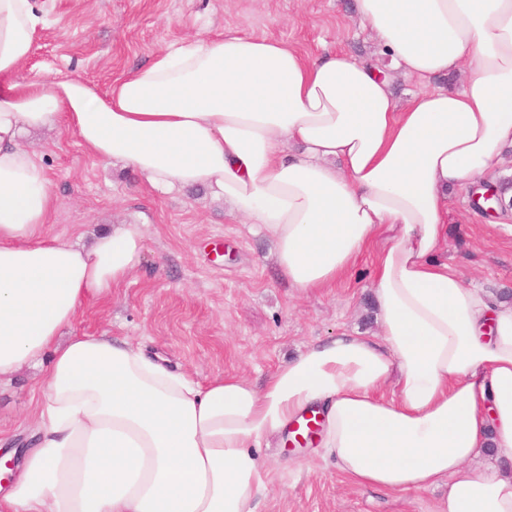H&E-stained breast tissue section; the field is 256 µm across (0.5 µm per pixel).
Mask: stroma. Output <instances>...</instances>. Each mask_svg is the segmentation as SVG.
Returning a JSON list of instances; mask_svg holds the SVG:
<instances>
[{"mask_svg": "<svg viewBox=\"0 0 512 512\" xmlns=\"http://www.w3.org/2000/svg\"><path fill=\"white\" fill-rule=\"evenodd\" d=\"M46 23L18 77L75 78L98 92L145 64L158 49L189 37L247 31L305 55L336 48L386 68L389 58L365 30L356 0H35ZM42 159L55 194L49 236L87 244L105 228L145 227L144 258L106 303L88 307L72 334L108 333L142 345L170 368L206 382L247 375L263 384L283 362L344 333L378 326L367 250L335 287L302 293L281 279L272 239L202 189L164 191L132 167L104 165L62 127L24 133ZM443 257L466 283L512 291V216L478 213L470 190L448 197ZM45 366L28 365L0 383V448L30 445L38 410L34 388ZM274 468L258 512H431L437 487L400 495L345 477L334 460L282 436L263 443Z\"/></svg>", "mask_w": 512, "mask_h": 512, "instance_id": "stroma-1", "label": "stroma"}]
</instances>
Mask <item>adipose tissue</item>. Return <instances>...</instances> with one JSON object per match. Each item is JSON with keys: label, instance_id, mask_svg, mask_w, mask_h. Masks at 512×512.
<instances>
[{"label": "adipose tissue", "instance_id": "adipose-tissue-1", "mask_svg": "<svg viewBox=\"0 0 512 512\" xmlns=\"http://www.w3.org/2000/svg\"><path fill=\"white\" fill-rule=\"evenodd\" d=\"M395 70L457 90L399 105L371 62L303 57L248 34L161 48L101 94L76 79L17 77L44 24L0 0V379L50 355L33 444L0 512H257L263 441L310 408L322 457L395 493L446 486L431 512H512V304L438 260L448 191L512 149V0H357ZM71 129L99 161L162 188L202 186L274 242L280 276L333 287L383 228L373 336H339L281 364L263 387L199 383L139 345L66 336L142 264L145 228L90 246L47 238L55 207L24 132Z\"/></svg>", "mask_w": 512, "mask_h": 512}]
</instances>
